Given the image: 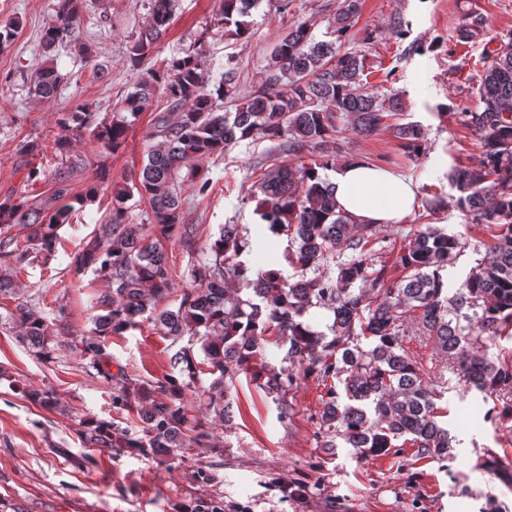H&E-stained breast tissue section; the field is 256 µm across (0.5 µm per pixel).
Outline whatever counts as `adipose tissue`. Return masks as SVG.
I'll use <instances>...</instances> for the list:
<instances>
[{
    "label": "adipose tissue",
    "instance_id": "ef3b65f1",
    "mask_svg": "<svg viewBox=\"0 0 512 512\" xmlns=\"http://www.w3.org/2000/svg\"><path fill=\"white\" fill-rule=\"evenodd\" d=\"M340 210L357 224H390L416 206L417 188L394 171L352 159L332 172Z\"/></svg>",
    "mask_w": 512,
    "mask_h": 512
}]
</instances>
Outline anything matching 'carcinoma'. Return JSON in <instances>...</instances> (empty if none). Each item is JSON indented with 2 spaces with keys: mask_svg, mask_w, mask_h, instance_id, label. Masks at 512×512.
I'll use <instances>...</instances> for the list:
<instances>
[{
  "mask_svg": "<svg viewBox=\"0 0 512 512\" xmlns=\"http://www.w3.org/2000/svg\"><path fill=\"white\" fill-rule=\"evenodd\" d=\"M177 2L149 0V20L127 50L132 66H140L166 35ZM261 2L222 0L224 35L249 36V18ZM53 8L54 19L41 37L44 53L68 47L92 59L90 46L79 41L86 0H56ZM359 14L360 0H338L329 21L331 41L316 39L307 19L293 23L275 41L246 96L240 95L233 58L218 75H206L201 41L174 56L167 69L142 72L111 114L102 117L86 105L59 113L57 125L64 134L54 145L63 162L52 192L42 200L23 193L0 198V298L17 301L8 312V325L38 355L49 357L54 352L49 323L20 300L14 273L32 253L55 248L57 229L73 223L106 179L102 173L84 194H72L73 143L87 136L98 150L115 153L156 94L167 98L165 110L153 113L155 144L143 167L137 177L112 187L108 221L71 262L78 275L94 265L107 272L108 288L97 298L100 314L92 334L81 339L82 352L113 384L112 403L134 411L141 422L137 434L117 433L113 424L97 422L84 431L86 443L154 455L203 448L210 426L227 417L229 383L250 371L281 419L288 418L287 395L298 380L314 376L326 386L320 434L329 451L353 448L367 459L388 454L402 439L418 455L451 465L460 441L442 421L447 410L437 400L444 391L440 383L425 379L404 347L414 321L434 339L466 391L493 401L487 418L512 415V360L493 352L499 340H512V39L487 52L491 62L479 77L480 108L464 113V124L477 138L479 159L449 174L460 192L458 208L475 223L494 226L497 234L488 245V258L450 295L443 272L464 248L457 234L436 224L409 232L390 275L389 267L375 265L373 225L355 224L338 211L333 188L319 173L339 164L336 135L343 131L367 137L389 130L408 156L424 151L420 123H389L406 109L399 94L382 95L367 86L366 56L341 51ZM483 31V24L474 21L460 25L457 33L460 41L470 42ZM60 81L53 62L44 63L35 72L33 95L53 97ZM257 138L276 144L270 157L281 151L311 158L299 165L272 163L249 189L262 224L289 238L288 262L296 280L277 269L254 270L242 259L247 238L238 225L226 224L205 246L204 259L192 272L193 285L178 307L161 306L173 290L163 243L190 241L183 229L182 184L195 181L198 194H207L210 179L200 162L223 155L230 144ZM134 195L148 206L147 224L130 220L126 203ZM328 266L335 267V275L324 277L321 269ZM244 289L249 294H242ZM312 308L331 315L328 331H316L305 321ZM142 318L175 343L189 336L171 357L182 380L150 383L107 369L104 338L135 328ZM271 336L285 351L278 369L265 360ZM204 373L212 380L201 387ZM189 392L204 406L186 403Z\"/></svg>",
  "mask_w": 512,
  "mask_h": 512,
  "instance_id": "carcinoma-1",
  "label": "carcinoma"
}]
</instances>
